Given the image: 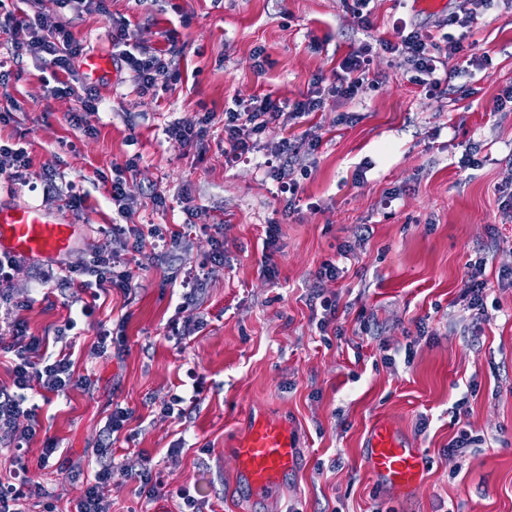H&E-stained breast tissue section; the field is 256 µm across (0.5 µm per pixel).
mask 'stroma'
<instances>
[{
	"label": "stroma",
	"mask_w": 512,
	"mask_h": 512,
	"mask_svg": "<svg viewBox=\"0 0 512 512\" xmlns=\"http://www.w3.org/2000/svg\"><path fill=\"white\" fill-rule=\"evenodd\" d=\"M352 0H104L101 13L70 14V30L86 53H112V25L129 21L134 41L174 53L181 79L153 96H139L127 69L95 86L103 100L83 110L73 96H48L42 72L24 59L8 89L22 109L0 125L32 158L29 186L0 180V205H40L65 213L78 238L63 259L78 267L107 245L102 226L118 217L110 200L115 166L139 156L126 178L139 190L133 220L184 233L164 255L144 246L134 269L139 288L90 298L69 288L39 291L41 262L25 260L0 293L32 299L24 316L33 334L55 336L72 318L77 335L60 339L76 375L91 389L50 397L27 449L37 461L55 441L66 469L43 470L55 512H74L97 468L95 445L110 413L131 416L112 437V481L102 494L110 512H181L178 488H195L203 512H512V217L502 210L512 190V103L494 100L512 85V9L487 0L473 26L476 55L490 57L487 72L448 61L447 81L430 94L410 80L402 57L376 51L371 69L378 86L362 96L329 101L323 111L270 131L295 140L291 156L300 182L295 200L281 195L264 153L224 163V111L233 99L271 95L295 99L314 78L333 81L351 45L394 42L400 23L425 29L442 20L414 0H371L369 28H361ZM191 17L181 27L180 13ZM269 59L257 70L253 53ZM210 112L213 131L198 146L167 139L177 118ZM81 114L74 126L72 114ZM321 134L309 150L301 136ZM475 167H463L465 157ZM58 170L88 195V207L67 210L41 189L44 168ZM164 202H157V195ZM202 210L199 225L187 212ZM223 226L224 260L205 263L206 224ZM277 223L276 275L262 273L266 226ZM349 246L340 257L339 246ZM326 260L344 273L317 282ZM483 262L487 312L473 321L460 297L472 263ZM199 270L202 288L184 305L181 281ZM347 307L341 336L324 337L321 307L309 303L314 287ZM94 316L80 318L83 302ZM194 322L192 336L176 343L171 323ZM424 335L409 343L417 326ZM122 331L121 352L99 356L100 330ZM395 358V366L385 357ZM201 392L183 415H167L172 395H186L188 369ZM468 399L467 422L483 439L465 456L448 453L458 427L451 407ZM263 409L289 421L303 464L279 499L250 504L234 473L225 440ZM383 420L426 455L423 484L409 497L382 487L362 466L364 438ZM151 463L167 476L154 497L140 492L129 472Z\"/></svg>",
	"instance_id": "1"
}]
</instances>
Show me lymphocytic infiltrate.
Masks as SVG:
<instances>
[{
  "label": "lymphocytic infiltrate",
  "mask_w": 512,
  "mask_h": 512,
  "mask_svg": "<svg viewBox=\"0 0 512 512\" xmlns=\"http://www.w3.org/2000/svg\"><path fill=\"white\" fill-rule=\"evenodd\" d=\"M69 19H61L54 26H45L40 17L8 9L0 0V32L9 35L13 58L30 56L42 67L51 69L54 86L52 95H74L83 106L99 108L101 100L91 87L83 83L77 63L83 54L81 44L69 29ZM386 52L402 56L412 74L411 80L426 91L442 86L439 66L443 58L464 51L463 41H441L429 30L411 28L401 32L398 43L385 44ZM373 47L363 43L342 62V73L336 80L316 79L311 91L297 100L273 99L265 95L236 101L224 112V159L234 162L245 155L263 150L267 153L265 165L278 183L280 192L293 193L297 181L289 172L291 144L280 139L274 149L264 150L262 140L274 128H286L289 121L309 112L325 108L329 100L352 98L373 87L376 79L371 73ZM112 57L124 64L132 75L138 94L157 92L168 83L179 81L180 72L164 55L138 50L133 42L130 26L119 22L112 34ZM112 205L122 221L111 228L108 247L95 250L83 266L69 269L67 274L47 273L41 279L44 288H77L92 296L119 290L130 293L134 288L133 265L135 255L144 240H151L162 250L173 248L174 239L168 238L160 225L143 226L132 223L137 193L123 176H115L110 193ZM29 301H15L0 295V313L4 314L12 341L7 347L14 357L13 388L0 391V432L8 434L16 451H23L35 435L38 403L35 396L62 394L71 387H85L87 378L74 375L70 354H51L47 339L30 332L22 318ZM130 414L122 407L114 408L110 416L107 438L97 444L100 466L93 484L87 485L75 512H110L101 490L112 481V463L108 459L112 447L111 434L120 432ZM15 480L0 482V512H25L27 501H35L42 512H54L52 496L41 482L28 476L27 464H20Z\"/></svg>",
  "instance_id": "obj_1"
}]
</instances>
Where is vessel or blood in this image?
<instances>
[{"label":"vessel or blood","instance_id":"b4317fda","mask_svg":"<svg viewBox=\"0 0 512 512\" xmlns=\"http://www.w3.org/2000/svg\"><path fill=\"white\" fill-rule=\"evenodd\" d=\"M75 233L74 224L43 208L0 206V256L55 258L70 250ZM366 446L364 465L380 484L402 496L417 491L424 480V449L385 422L370 430ZM233 460L236 476L255 501L276 498L302 465L291 426L263 413L238 439Z\"/></svg>","mask_w":512,"mask_h":512}]
</instances>
